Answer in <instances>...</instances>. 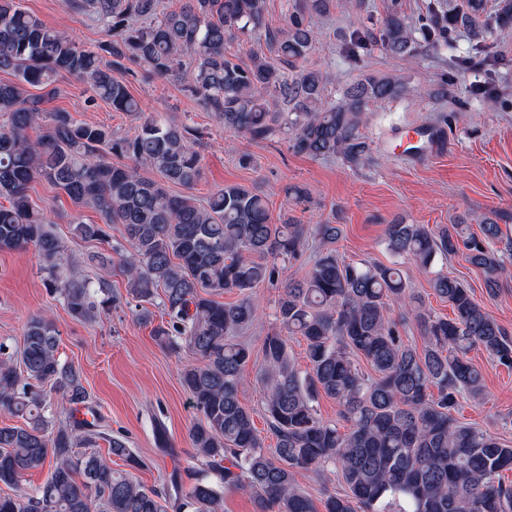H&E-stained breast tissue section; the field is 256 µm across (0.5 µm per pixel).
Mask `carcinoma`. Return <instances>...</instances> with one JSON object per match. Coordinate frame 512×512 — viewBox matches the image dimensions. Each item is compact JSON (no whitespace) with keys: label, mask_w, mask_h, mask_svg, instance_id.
Masks as SVG:
<instances>
[{"label":"carcinoma","mask_w":512,"mask_h":512,"mask_svg":"<svg viewBox=\"0 0 512 512\" xmlns=\"http://www.w3.org/2000/svg\"><path fill=\"white\" fill-rule=\"evenodd\" d=\"M465 2L461 14L431 6L429 23L417 29L397 12L374 28L361 23L350 51L375 43L411 63L448 43L459 25L480 45L494 29L512 24V0L495 14L487 12L486 0ZM66 3L97 15L112 36L103 48L112 60L46 26L21 0H0V70L14 76L0 82V196L9 201L0 205V250L33 247L48 288L73 318L91 322L120 297L101 281L95 292L87 279L62 277L63 245L50 228L53 220L30 204V185L44 179L76 208L99 213V224L71 219L82 239L108 244L110 225H123L127 295L144 302L162 294L169 320L156 337L198 359L181 379L201 414L190 441L204 469L148 488L86 451L101 437L97 420L76 416L88 392L80 372L59 358L54 322L36 314L19 352L0 343V408L27 419L24 427H0V484L13 490L0 494V512H221L224 494L233 490L249 493L259 512H512V485L502 482V473L512 471V445L452 415L459 398L483 394L472 350L512 367V333L469 288L435 274L431 288L453 312L437 315L400 268L339 258L330 248L340 234L334 224H276L269 195L256 187L226 185L198 200L192 194L202 177L198 136L183 123L148 117L135 135L117 137L67 111L42 108L60 93L56 80L65 75L88 87L91 106L102 101L118 112H140L127 85L112 75L129 62L154 76L189 80L187 90L228 132L255 141L282 133L298 154L339 156L357 167L370 161L360 133L365 109L402 97L406 84L365 75L341 103L325 100L322 73L303 62L319 39L311 18L329 12L333 0H297L279 29L266 24L265 0H184L173 10L161 0ZM252 33L264 37L266 50L242 65L224 45ZM38 124L45 131L34 139L29 130ZM108 154L126 163L114 164ZM171 185L182 192H170ZM481 232L477 238L462 224L435 232L394 220L385 244L425 272L462 253L493 297L512 259V239L488 219ZM310 237L320 251L303 278L285 284L275 308L278 328L256 357L240 340L262 314L252 289L278 281V262L297 259ZM232 290L237 301L216 300ZM393 305L418 324L422 347L400 336ZM295 336L306 343L305 374L290 353ZM256 359L254 381L276 437L273 448L265 447L239 399L245 368ZM361 359L371 372L363 371ZM321 394L336 401L340 421L318 415L314 402ZM108 442L112 455L132 469L141 466L124 439ZM46 466L43 484L20 487L24 475ZM329 466L345 491L326 494L320 511L295 474Z\"/></svg>","instance_id":"carcinoma-1"}]
</instances>
